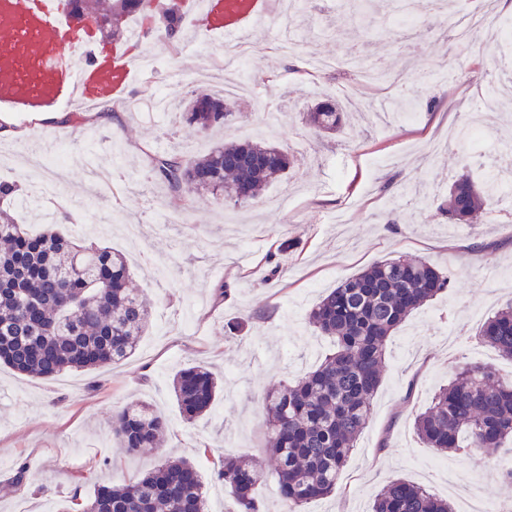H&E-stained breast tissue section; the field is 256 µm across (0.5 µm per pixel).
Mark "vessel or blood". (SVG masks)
Instances as JSON below:
<instances>
[{"label":"vessel or blood","instance_id":"vessel-or-blood-1","mask_svg":"<svg viewBox=\"0 0 512 512\" xmlns=\"http://www.w3.org/2000/svg\"><path fill=\"white\" fill-rule=\"evenodd\" d=\"M272 0H200L197 19L232 44L267 21ZM137 58L98 48L92 30L59 21L55 0H0V106L36 112L62 100L94 105L123 100Z\"/></svg>","mask_w":512,"mask_h":512}]
</instances>
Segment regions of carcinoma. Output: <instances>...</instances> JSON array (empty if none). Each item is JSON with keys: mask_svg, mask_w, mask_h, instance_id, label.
Here are the masks:
<instances>
[{"mask_svg": "<svg viewBox=\"0 0 512 512\" xmlns=\"http://www.w3.org/2000/svg\"><path fill=\"white\" fill-rule=\"evenodd\" d=\"M72 9L96 21L112 18V39L128 37L130 17L153 12L154 27L172 47L183 20L178 0H71ZM200 131L226 125L233 113L224 100L190 99L182 113ZM319 132L342 126L336 103L321 101L307 113ZM291 160L265 142L221 143L186 159L157 153L151 172L175 199L193 187L214 206L239 205L280 181ZM486 172L482 182L459 178L443 209L452 224H471L499 205ZM245 187L242 198L237 189ZM21 185L0 182V363L31 377L50 380L67 370L100 368L131 356L150 316L146 300L130 287L125 259L105 247L78 245L53 229L28 234L11 215ZM448 287V278L422 259L398 256L345 279L309 311L307 322L334 340L335 350L315 370L282 383L263 401L268 451L276 466L282 512L302 507L336 489L371 412L392 334L417 309ZM480 340L512 359V301L488 317ZM173 390L183 418L191 423L219 394L207 368L182 369ZM418 438L440 453L473 449L489 455L512 453V379L480 363L469 364L439 388L432 404L414 420ZM168 423L144 402L112 415V435L130 454L158 448ZM216 476L230 489L231 512H262L254 495L263 472L246 458L224 455ZM82 512H206L201 473L186 459L159 466L113 487L100 484ZM372 512H454L452 505L420 485L395 479L377 494Z\"/></svg>", "mask_w": 512, "mask_h": 512, "instance_id": "cac0c4a2", "label": "carcinoma"}]
</instances>
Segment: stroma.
<instances>
[{"label": "stroma", "mask_w": 512, "mask_h": 512, "mask_svg": "<svg viewBox=\"0 0 512 512\" xmlns=\"http://www.w3.org/2000/svg\"><path fill=\"white\" fill-rule=\"evenodd\" d=\"M452 13L418 0L419 27L399 24L400 9L380 0L376 23L363 25L347 0L323 6L306 0L289 11L274 0V17L260 26L242 89L226 92L217 59L222 41L200 25L185 28V46L171 51L159 32L144 35L139 50L162 68L136 75L119 117L70 131L69 160L44 179L32 177L18 144L52 139L58 124L28 116L0 158V181L20 180L39 202L16 208L30 232L48 229L45 213L67 212L59 230L72 239L95 238L124 256L133 284L147 299L149 326L128 359L88 371H67L45 381L0 364V482L24 468L20 490L0 491V512H61L86 503L98 484L121 485L137 472L187 456L202 472L208 512L234 504L213 467L227 452L248 456L265 474L255 496L277 512V476L266 448L263 397L273 385L314 370L332 342L307 324L322 295L373 262L408 255L426 260L449 286L414 312L394 333L373 410L344 466L335 494L311 501L305 512H370L380 490L404 478L448 497L447 474L474 479L483 497L502 508L506 488L498 457L441 455L415 434L414 418L440 386L464 365L480 362L500 375L512 360L475 339L488 316L512 300V219L451 224L436 209L401 207L393 199L418 188L448 192L462 174L478 175L488 158L506 167L512 188V71L498 61L496 35L512 10L502 0H449ZM478 16L464 50L447 31L449 17ZM386 72L390 88L370 95L342 65L348 38ZM166 85L174 105L209 93L225 94L236 119L201 134L180 113L170 123L146 110L154 85ZM417 99L413 118L355 113L352 126L334 135L314 131L304 114L333 98L380 104L402 93ZM281 115L277 129L258 133L263 113ZM259 139L290 154L286 177L258 199L218 208L193 199L191 223L173 220L177 206L148 171L149 154L176 150L207 153L220 140ZM105 179L89 198L87 172ZM296 247L286 274L268 278V256L281 240ZM228 284L220 300L215 289ZM245 319L243 331L228 322ZM217 373L224 391L210 410L184 422L173 378L184 367ZM141 399L166 418L162 447L132 455L112 435V412Z\"/></svg>", "instance_id": "obj_1"}]
</instances>
